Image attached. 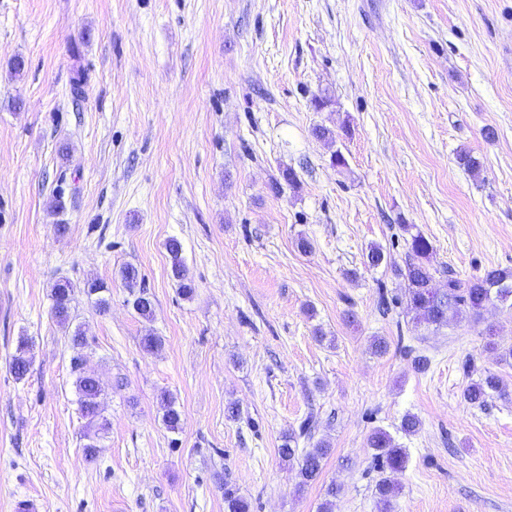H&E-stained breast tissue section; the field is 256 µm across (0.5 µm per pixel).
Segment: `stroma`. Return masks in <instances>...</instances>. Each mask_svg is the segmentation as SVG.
I'll use <instances>...</instances> for the list:
<instances>
[{
  "label": "stroma",
  "instance_id": "35a3bbf8",
  "mask_svg": "<svg viewBox=\"0 0 512 512\" xmlns=\"http://www.w3.org/2000/svg\"><path fill=\"white\" fill-rule=\"evenodd\" d=\"M409 225L431 268H512V0H0V512L24 495L44 512H224L227 482L250 512H319L332 483L333 512H379L376 428L410 456L392 512H512V366L485 348L512 344V309L439 329L402 304L382 315L378 290L405 286L364 255L402 261ZM130 264L151 319L120 279ZM62 279L77 289L67 328L51 316ZM91 280L110 290L106 313L82 292ZM74 325L110 422L93 460ZM23 336L32 365L17 381ZM487 371L505 392L477 408L462 391ZM310 414L301 448L331 452L303 486L277 450ZM166 249L171 258V274L177 282L180 293L186 298H191L195 292V286L189 277L188 269L182 258V245L177 238H170L166 242ZM121 279L131 296L133 310L144 319H149L153 312V301L143 283L144 279L138 269L132 265L123 267ZM135 288H139L137 291Z\"/></svg>",
  "mask_w": 512,
  "mask_h": 512
}]
</instances>
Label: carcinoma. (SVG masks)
Wrapping results in <instances>:
<instances>
[{
  "label": "carcinoma",
  "mask_w": 512,
  "mask_h": 512,
  "mask_svg": "<svg viewBox=\"0 0 512 512\" xmlns=\"http://www.w3.org/2000/svg\"><path fill=\"white\" fill-rule=\"evenodd\" d=\"M166 249L171 258V274L177 282L180 293L190 298L194 295L195 286L189 277L188 269L182 258V245L174 237L166 242ZM432 250L429 240L421 233L411 235L407 242V251L402 263L391 266L393 274L406 283V301L414 319L420 323L440 327L463 314L480 319L486 307L494 302L505 303L512 300V269L492 268L480 276L466 281L448 273L446 287H434L435 276L428 265L427 258ZM121 279L131 296L133 310L142 318L152 316L153 301L143 284V277L132 265L123 267ZM109 288L104 284L92 281L84 285V293L91 300L96 311L104 313L110 306V299L105 296ZM73 285L69 281L58 283L52 291V312L61 324L70 318L73 296ZM28 340L19 341L16 354L9 364L10 372L18 380L26 377L31 369V361L26 356ZM71 371L76 375L75 392L79 411L85 419L84 437L89 457L96 458L97 441L109 429L108 420L101 414L102 382L99 377L84 370V357L78 354L71 360ZM503 391L502 379L491 372L471 381L463 391L464 400L478 407H483L487 399L494 393ZM162 421L172 432L180 429V413L174 398L166 397L161 404ZM315 418L307 416L300 424L299 430H291L283 436V443L278 448V455L284 462H298L299 485L305 486L316 480L320 475L323 462L328 454V445L320 441L299 454V440L311 435ZM368 447L374 450L373 460L380 469L382 477L375 485V491L383 509L391 508L392 500L398 493L393 475L406 468L408 453L406 449L396 445L392 437L381 429H374L367 438ZM224 505L227 512H250L248 501L238 494L237 489L224 484Z\"/></svg>",
  "instance_id": "1"
}]
</instances>
